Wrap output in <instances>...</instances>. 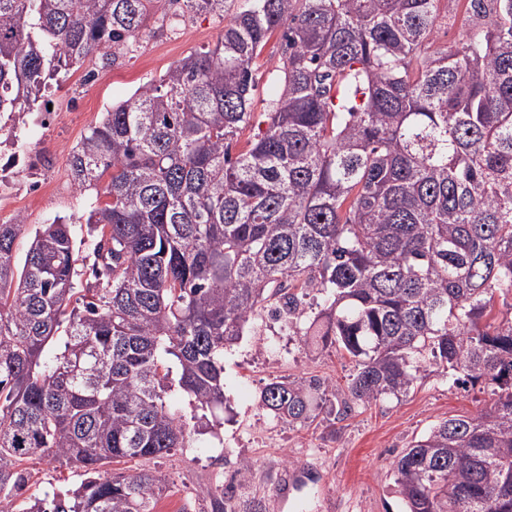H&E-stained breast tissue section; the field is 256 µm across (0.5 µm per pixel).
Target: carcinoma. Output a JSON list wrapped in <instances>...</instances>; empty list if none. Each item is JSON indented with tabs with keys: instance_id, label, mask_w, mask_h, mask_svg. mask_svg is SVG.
Wrapping results in <instances>:
<instances>
[{
	"instance_id": "carcinoma-1",
	"label": "carcinoma",
	"mask_w": 512,
	"mask_h": 512,
	"mask_svg": "<svg viewBox=\"0 0 512 512\" xmlns=\"http://www.w3.org/2000/svg\"><path fill=\"white\" fill-rule=\"evenodd\" d=\"M439 2L0 0L7 122L157 15L224 18L213 47L72 149L74 184L96 193L94 281L78 280L69 224L37 230L21 264L24 218L0 224V512H156L161 476L105 467L192 447L189 420L224 407V349L265 310L356 371L342 393L274 379L261 410L305 423L327 404L342 420L431 369L480 385L489 407L395 458V493L405 512H512V0H467L459 41L430 52ZM278 29L258 114L254 66ZM34 456L83 479L27 497ZM211 507L259 505L217 488Z\"/></svg>"
}]
</instances>
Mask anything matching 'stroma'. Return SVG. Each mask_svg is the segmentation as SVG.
Here are the masks:
<instances>
[{
    "instance_id": "35a3bbf8",
    "label": "stroma",
    "mask_w": 512,
    "mask_h": 512,
    "mask_svg": "<svg viewBox=\"0 0 512 512\" xmlns=\"http://www.w3.org/2000/svg\"><path fill=\"white\" fill-rule=\"evenodd\" d=\"M223 31V20L208 14L163 29L150 23L118 63L103 68L97 57L86 59L73 71L66 92L52 97L50 108L32 112L19 145L49 156L52 163L41 194L0 196L1 214L25 219L17 257L25 256L36 229L63 218L71 223L80 259L91 264L92 241L83 217L95 193L74 185L72 147L106 108L129 99L190 51L214 46ZM354 371L349 357L305 344L287 321L266 313L257 317L249 332L224 351L227 401L216 413L215 435L152 462L167 484L159 512H211L208 489L222 484L225 472L243 460L253 462L255 471L240 484L237 499L259 502L262 512H403L392 489L396 455L439 421L476 415L490 405L491 396L432 373L418 379L406 396L380 398L336 422L322 414L310 425H291L257 406L270 380L317 375L343 389Z\"/></svg>"
}]
</instances>
